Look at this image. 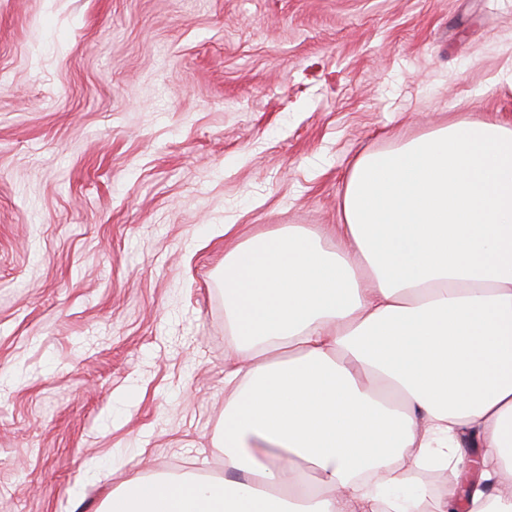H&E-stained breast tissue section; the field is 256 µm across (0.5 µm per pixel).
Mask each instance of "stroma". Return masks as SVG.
Here are the masks:
<instances>
[{
    "label": "stroma",
    "mask_w": 512,
    "mask_h": 512,
    "mask_svg": "<svg viewBox=\"0 0 512 512\" xmlns=\"http://www.w3.org/2000/svg\"><path fill=\"white\" fill-rule=\"evenodd\" d=\"M512 123V0H0V512L221 479L224 237Z\"/></svg>",
    "instance_id": "35a3bbf8"
}]
</instances>
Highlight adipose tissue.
Here are the masks:
<instances>
[{"instance_id":"obj_1","label":"adipose tissue","mask_w":512,"mask_h":512,"mask_svg":"<svg viewBox=\"0 0 512 512\" xmlns=\"http://www.w3.org/2000/svg\"><path fill=\"white\" fill-rule=\"evenodd\" d=\"M341 212L224 253L223 479H138L104 512H512V123L359 157ZM473 451L467 496L414 476Z\"/></svg>"}]
</instances>
